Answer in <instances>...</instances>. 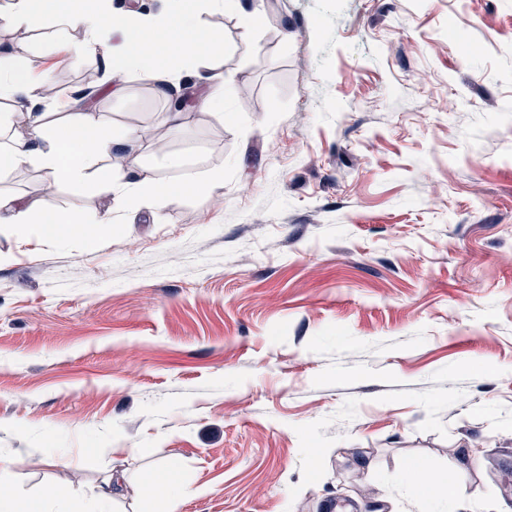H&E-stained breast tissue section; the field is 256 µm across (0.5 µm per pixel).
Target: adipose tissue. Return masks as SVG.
Returning <instances> with one entry per match:
<instances>
[{"label":"adipose tissue","mask_w":512,"mask_h":512,"mask_svg":"<svg viewBox=\"0 0 512 512\" xmlns=\"http://www.w3.org/2000/svg\"><path fill=\"white\" fill-rule=\"evenodd\" d=\"M238 5L239 0H179L174 12L155 16L138 10L115 13L106 0H10L6 7H0V32H37L51 26L61 36L81 33L82 51L93 53L112 72L152 84L164 97L176 80L207 87V95L195 107L203 119L223 115L226 90L212 85L210 77L223 53L224 36L220 30L203 27L202 15L216 8L233 10ZM109 31L120 32L121 41L107 44L103 36ZM37 64L36 54L28 53L24 42L0 41V177L37 166L52 181L82 182L95 159L131 144L137 131L114 130L94 108L78 99L69 101L68 119L60 125L50 122L47 113L30 111L19 96L29 88V77ZM213 184V179L198 176L171 181L144 166H107L96 175L99 192L116 194L128 206L169 204L189 193H207ZM2 220L40 224L59 238L78 233L91 242L112 233L111 220H91L78 212L66 214L0 191ZM14 466V461L0 458V512H123L124 501L131 497H153L160 500L161 512H178L181 501L173 492L179 478L172 465L153 469L137 482L122 473L112 474L89 499L72 488L59 487L50 502L21 495L11 478Z\"/></svg>","instance_id":"1"}]
</instances>
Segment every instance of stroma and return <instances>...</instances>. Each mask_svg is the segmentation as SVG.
<instances>
[{"mask_svg":"<svg viewBox=\"0 0 512 512\" xmlns=\"http://www.w3.org/2000/svg\"><path fill=\"white\" fill-rule=\"evenodd\" d=\"M224 114L183 109L164 167L209 193L127 208L26 167L0 187L112 221L90 245L0 223V455L19 493L181 470L179 512H320L355 470L389 512H512V0H241ZM74 33L24 41L58 101L147 132L171 104ZM484 51L466 57L465 45ZM144 447L143 455L127 446ZM465 492L426 499L452 470Z\"/></svg>","mask_w":512,"mask_h":512,"instance_id":"stroma-1","label":"stroma"}]
</instances>
